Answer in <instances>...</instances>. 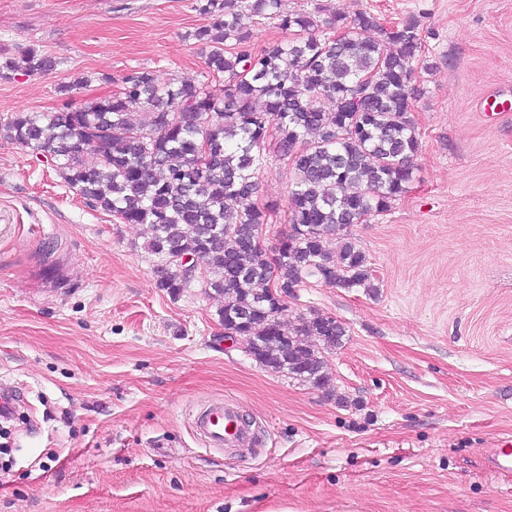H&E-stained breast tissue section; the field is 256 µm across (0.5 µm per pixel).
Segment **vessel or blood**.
I'll return each mask as SVG.
<instances>
[{
  "label": "vessel or blood",
  "mask_w": 512,
  "mask_h": 512,
  "mask_svg": "<svg viewBox=\"0 0 512 512\" xmlns=\"http://www.w3.org/2000/svg\"><path fill=\"white\" fill-rule=\"evenodd\" d=\"M195 432L211 448H251L256 435L244 424L240 405L229 399L208 402L192 419ZM492 469L501 473L512 471V437L497 442L491 457Z\"/></svg>",
  "instance_id": "1"
}]
</instances>
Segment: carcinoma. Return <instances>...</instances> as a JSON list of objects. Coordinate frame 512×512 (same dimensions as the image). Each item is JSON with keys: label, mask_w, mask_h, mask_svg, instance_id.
<instances>
[{"label": "carcinoma", "mask_w": 512, "mask_h": 512, "mask_svg": "<svg viewBox=\"0 0 512 512\" xmlns=\"http://www.w3.org/2000/svg\"><path fill=\"white\" fill-rule=\"evenodd\" d=\"M212 19L194 38L208 51L207 83L156 84L133 69L116 92L75 108L14 112L0 137L48 153L62 179L94 208L147 228L157 258L155 287L177 297L192 282L224 297V328L248 339L250 356L288 378L328 384L324 352L347 330L331 316L283 324L279 313L310 277L339 288H376L365 252L347 228L386 211L407 192L420 142L411 118L423 90L412 61L421 51L418 20L386 27L370 13L335 15L320 29L281 0H196ZM275 19L298 32L286 45L257 50L242 16ZM341 36H336V31ZM376 31L380 38L369 36ZM56 60L29 47L0 64V75L44 74ZM332 103L325 112L319 100ZM145 107L134 119L129 105ZM207 144L206 161L199 159ZM294 172L289 230L266 250L263 226L278 205L258 200L270 155ZM198 262L192 275L181 258ZM276 270L279 304L265 297Z\"/></svg>", "instance_id": "obj_1"}]
</instances>
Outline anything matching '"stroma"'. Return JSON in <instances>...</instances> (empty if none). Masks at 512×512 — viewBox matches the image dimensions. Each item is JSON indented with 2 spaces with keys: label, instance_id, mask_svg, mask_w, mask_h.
Returning <instances> with one entry per match:
<instances>
[{
  "label": "stroma",
  "instance_id": "obj_1",
  "mask_svg": "<svg viewBox=\"0 0 512 512\" xmlns=\"http://www.w3.org/2000/svg\"><path fill=\"white\" fill-rule=\"evenodd\" d=\"M287 12L420 22L413 179L348 232L376 293L311 278L279 317L347 330L322 388L224 344L222 296L155 288L144 226L88 206L56 168L0 137V512H512V0H283ZM196 0H0V62L30 47L45 74L0 78V120L83 106L110 79L203 82ZM346 403H338L337 395ZM232 398L253 451L192 427ZM491 457V468L497 472L508 473L512 471V437L498 440Z\"/></svg>",
  "mask_w": 512,
  "mask_h": 512
}]
</instances>
